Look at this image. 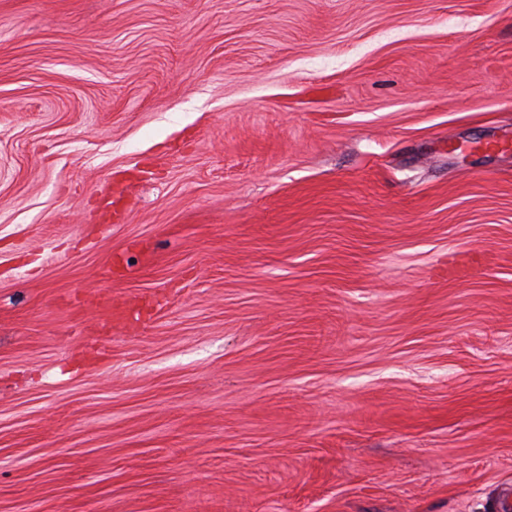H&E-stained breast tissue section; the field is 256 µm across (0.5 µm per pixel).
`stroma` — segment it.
I'll return each mask as SVG.
<instances>
[{
    "label": "stroma",
    "instance_id": "35a3bbf8",
    "mask_svg": "<svg viewBox=\"0 0 512 512\" xmlns=\"http://www.w3.org/2000/svg\"><path fill=\"white\" fill-rule=\"evenodd\" d=\"M510 492L512 0H0V512Z\"/></svg>",
    "mask_w": 512,
    "mask_h": 512
}]
</instances>
